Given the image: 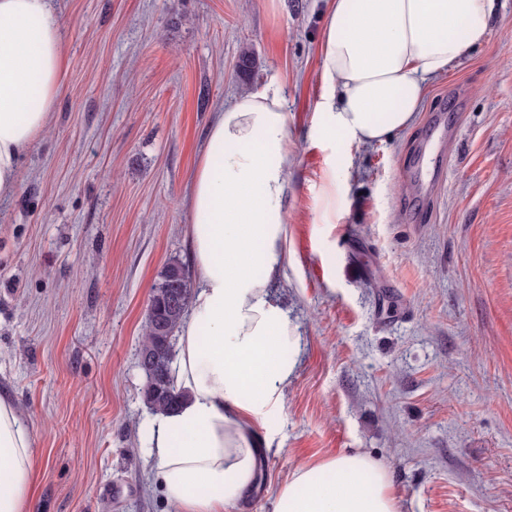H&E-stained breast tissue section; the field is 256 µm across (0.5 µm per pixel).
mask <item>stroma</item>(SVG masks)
I'll return each instance as SVG.
<instances>
[{"label":"stroma","mask_w":512,"mask_h":512,"mask_svg":"<svg viewBox=\"0 0 512 512\" xmlns=\"http://www.w3.org/2000/svg\"><path fill=\"white\" fill-rule=\"evenodd\" d=\"M53 5L59 96L0 201V392L33 415L29 512H170L142 443L149 299L191 261L184 195L215 112L265 87L296 149L273 292L301 340L234 512H273L295 465L355 450L392 473L399 512H512V0L411 127L336 146L311 137L328 0ZM435 115L452 139L432 141Z\"/></svg>","instance_id":"obj_1"}]
</instances>
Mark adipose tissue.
<instances>
[{
    "label": "adipose tissue",
    "mask_w": 512,
    "mask_h": 512,
    "mask_svg": "<svg viewBox=\"0 0 512 512\" xmlns=\"http://www.w3.org/2000/svg\"><path fill=\"white\" fill-rule=\"evenodd\" d=\"M496 0H329L324 93L315 140L380 143L410 127L426 80L483 43ZM64 69L50 0H0V198L47 130ZM283 97L263 89L217 113L186 196L194 277L178 330L181 404L151 422L152 471L171 512H229L251 489L262 434L281 409L300 336L271 286L288 263V167L295 154ZM33 422L0 395V512H25ZM274 512H399L388 471L368 453L297 465Z\"/></svg>",
    "instance_id": "obj_1"
}]
</instances>
